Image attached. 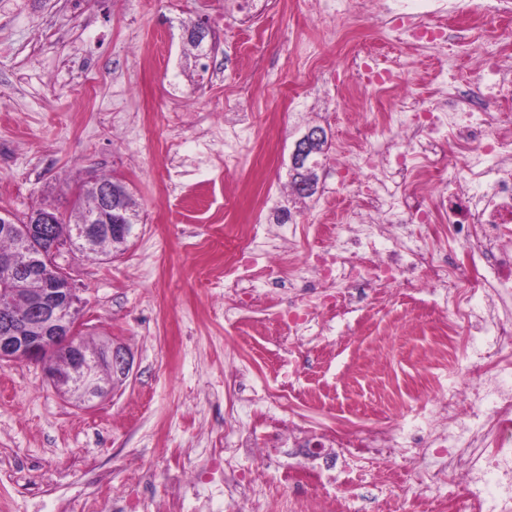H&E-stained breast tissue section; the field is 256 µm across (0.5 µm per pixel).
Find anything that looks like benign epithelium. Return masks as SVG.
I'll list each match as a JSON object with an SVG mask.
<instances>
[{
  "label": "benign epithelium",
  "instance_id": "7a95c632",
  "mask_svg": "<svg viewBox=\"0 0 512 512\" xmlns=\"http://www.w3.org/2000/svg\"><path fill=\"white\" fill-rule=\"evenodd\" d=\"M322 138L318 129L310 128L302 133L295 140L293 162L307 166L309 152ZM51 219L48 214L30 212L20 239L24 250L47 253L55 259L68 252L72 243L80 241L90 247L99 236L100 226L92 220L73 225L69 238H56L49 227ZM59 274L60 281L47 289L46 295L36 300L29 312L0 319V361L38 362L46 379L58 390H79L88 402L102 400L128 378L132 355L110 339L100 341L93 352L86 351L79 336L80 299L68 273L61 270ZM31 320L44 326L42 335L26 333Z\"/></svg>",
  "mask_w": 512,
  "mask_h": 512
}]
</instances>
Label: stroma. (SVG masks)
<instances>
[{"instance_id":"obj_1","label":"stroma","mask_w":512,"mask_h":512,"mask_svg":"<svg viewBox=\"0 0 512 512\" xmlns=\"http://www.w3.org/2000/svg\"><path fill=\"white\" fill-rule=\"evenodd\" d=\"M242 0H0V207L24 216L32 208L67 211L76 183L88 174L126 179L144 222L124 253L67 261L82 301L86 338L113 339L133 355V373L104 401L77 407L61 398L39 364L0 363V512H96L100 482L144 479V512H167L158 483L168 467L197 470L222 436L229 393L226 375L239 359L226 355L232 329L224 321V286L201 285L204 269L224 264L213 213L247 223L252 191L275 185V197L309 224L340 223L352 190L336 170L348 137L342 114L324 119L303 89L319 59L344 65L327 38L328 18L303 2L284 13L245 21ZM203 24L217 40L205 67L182 69L193 57L185 26ZM319 47V59L296 53ZM263 53L262 69L251 59ZM252 88L249 112L274 117L275 150L224 159V112L241 85ZM132 94H125V87ZM322 126L328 146L317 170L318 193L288 189L298 133ZM211 240L196 251V241ZM406 296L336 324L318 342V362L302 390L320 391L333 413L361 423L384 421L374 384L412 403L423 393L422 351L430 329L390 324L410 310ZM259 447L237 465L259 471L256 494L228 496L223 473L197 482L182 512H294L282 467L325 471L335 449L308 451L299 428L269 433L245 422ZM370 475L371 512H390L384 481H409L400 461L353 458Z\"/></svg>"}]
</instances>
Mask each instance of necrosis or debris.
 I'll return each mask as SVG.
<instances>
[{
  "instance_id": "obj_1",
  "label": "necrosis or debris",
  "mask_w": 512,
  "mask_h": 512,
  "mask_svg": "<svg viewBox=\"0 0 512 512\" xmlns=\"http://www.w3.org/2000/svg\"><path fill=\"white\" fill-rule=\"evenodd\" d=\"M367 16L370 29L336 26L352 89L381 104L371 128L354 122L356 143L340 170L357 188L344 223L310 226L282 217L302 247L301 261L270 248L260 226L269 217L271 188L257 197L254 221L224 227V318L273 303L278 288L297 289L273 313L281 328L272 381L247 387L233 376L231 421L251 416L269 427L304 419L299 388L310 358L306 336L396 294L441 296L430 327L441 344L427 364L426 394L405 410L388 404V422L365 426L339 415L322 428L348 456L401 460L416 489L393 495L421 512L427 495L448 498L463 512H512V31L494 29V50L481 54L482 83H447L413 93L407 66L374 53L372 42L433 52L443 69L458 68L449 44L485 23V12H463L458 0H336L337 18ZM461 23H450L451 15ZM393 232L385 251L373 244L376 219ZM448 236L458 248L431 247ZM481 254L484 270L462 259Z\"/></svg>"
}]
</instances>
